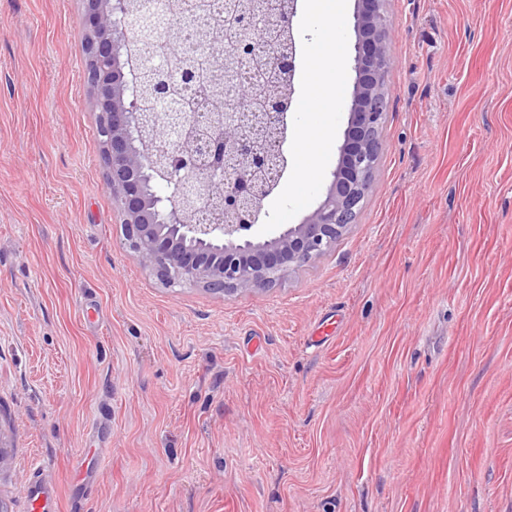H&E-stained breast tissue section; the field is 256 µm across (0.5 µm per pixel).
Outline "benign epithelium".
<instances>
[{
  "label": "benign epithelium",
  "mask_w": 512,
  "mask_h": 512,
  "mask_svg": "<svg viewBox=\"0 0 512 512\" xmlns=\"http://www.w3.org/2000/svg\"><path fill=\"white\" fill-rule=\"evenodd\" d=\"M134 36L145 39L172 15L143 0ZM254 3L237 51L207 75L234 88L208 111L185 110L189 69L162 55L140 59L135 76L159 77L141 100L127 91L135 54L122 50L117 0H84V81L104 130L107 185L119 204L123 235L140 263L167 288L200 285L230 297L276 283L336 248L361 208L381 153L394 65L386 0H357L353 15L355 80L348 124L324 199L299 224L260 239L265 202L287 165L293 104L297 0L277 15Z\"/></svg>",
  "instance_id": "7a95c632"
}]
</instances>
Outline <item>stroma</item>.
Segmentation results:
<instances>
[{
    "label": "stroma",
    "instance_id": "stroma-1",
    "mask_svg": "<svg viewBox=\"0 0 512 512\" xmlns=\"http://www.w3.org/2000/svg\"><path fill=\"white\" fill-rule=\"evenodd\" d=\"M298 0L288 168L259 234L319 205L353 82ZM382 150L335 250L221 298L124 239L82 0H0V499L58 512H512V0H386ZM331 61L316 86L310 68ZM315 152H308V143ZM28 512H56L57 493L54 487L41 480L31 479L26 487Z\"/></svg>",
    "mask_w": 512,
    "mask_h": 512
}]
</instances>
